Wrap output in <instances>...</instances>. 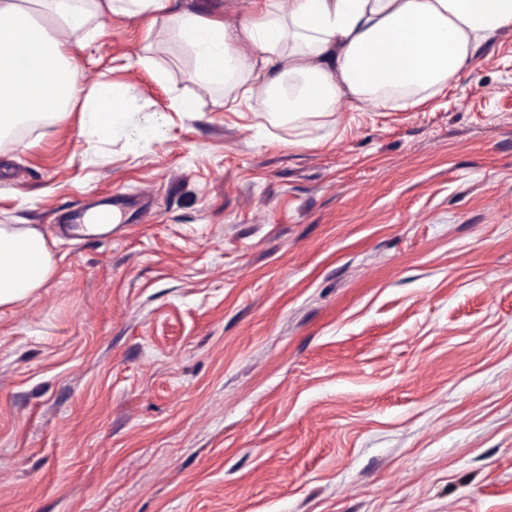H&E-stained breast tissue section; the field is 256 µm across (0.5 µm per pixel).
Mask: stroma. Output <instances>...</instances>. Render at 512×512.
Listing matches in <instances>:
<instances>
[{
    "label": "stroma",
    "mask_w": 512,
    "mask_h": 512,
    "mask_svg": "<svg viewBox=\"0 0 512 512\" xmlns=\"http://www.w3.org/2000/svg\"><path fill=\"white\" fill-rule=\"evenodd\" d=\"M89 26L130 123L0 138V225L57 260L0 308V512H512V33L416 109L290 122L167 19Z\"/></svg>",
    "instance_id": "35a3bbf8"
}]
</instances>
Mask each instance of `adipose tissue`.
<instances>
[{
    "label": "adipose tissue",
    "mask_w": 512,
    "mask_h": 512,
    "mask_svg": "<svg viewBox=\"0 0 512 512\" xmlns=\"http://www.w3.org/2000/svg\"><path fill=\"white\" fill-rule=\"evenodd\" d=\"M229 24L182 12L179 0H0V136L31 117L58 118L81 103L84 122L107 136L126 121L122 91L84 87L71 53L92 11L169 18L191 54L193 80L228 88L224 102L261 94L299 120L354 109L415 108L459 80L475 48L512 31V0H254ZM58 36H50L48 23ZM54 257L36 228L0 225V307L50 279Z\"/></svg>",
    "instance_id": "1"
}]
</instances>
